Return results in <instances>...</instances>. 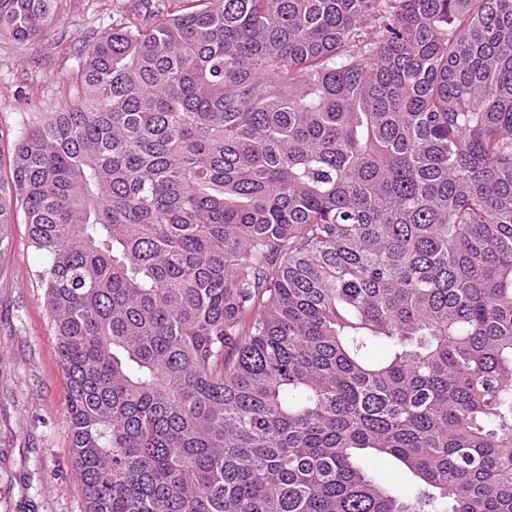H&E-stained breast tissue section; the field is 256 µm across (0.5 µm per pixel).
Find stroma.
Listing matches in <instances>:
<instances>
[{
	"label": "stroma",
	"mask_w": 512,
	"mask_h": 512,
	"mask_svg": "<svg viewBox=\"0 0 512 512\" xmlns=\"http://www.w3.org/2000/svg\"><path fill=\"white\" fill-rule=\"evenodd\" d=\"M140 0H64L39 38L0 37V125L20 133L27 112L64 106L85 43ZM0 254V512H84L71 463L67 382L28 227H9Z\"/></svg>",
	"instance_id": "obj_1"
}]
</instances>
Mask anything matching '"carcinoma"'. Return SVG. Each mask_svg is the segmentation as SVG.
Instances as JSON below:
<instances>
[{
  "instance_id": "cac0c4a2",
  "label": "carcinoma",
  "mask_w": 512,
  "mask_h": 512,
  "mask_svg": "<svg viewBox=\"0 0 512 512\" xmlns=\"http://www.w3.org/2000/svg\"><path fill=\"white\" fill-rule=\"evenodd\" d=\"M142 8L0 127L85 512H512V0ZM367 466L370 475L383 485L397 488L408 486L407 474L394 461H388L381 457H371Z\"/></svg>"
}]
</instances>
